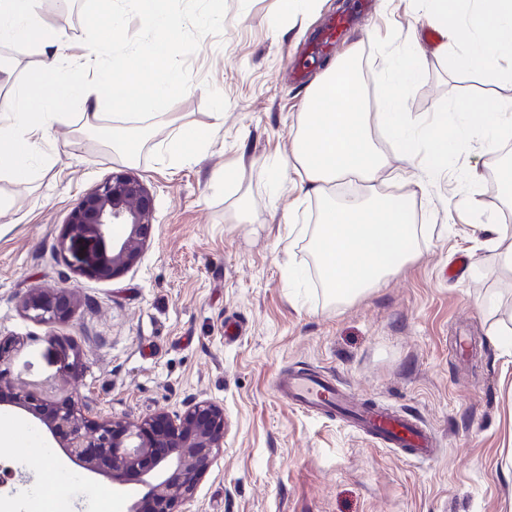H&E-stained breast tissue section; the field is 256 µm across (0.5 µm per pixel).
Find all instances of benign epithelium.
Masks as SVG:
<instances>
[{
	"instance_id": "1",
	"label": "benign epithelium",
	"mask_w": 512,
	"mask_h": 512,
	"mask_svg": "<svg viewBox=\"0 0 512 512\" xmlns=\"http://www.w3.org/2000/svg\"><path fill=\"white\" fill-rule=\"evenodd\" d=\"M154 200L126 171L87 193L70 212L61 245L72 266L99 280L115 279L135 266L153 236ZM123 233H114V227ZM31 320L54 328L73 312L66 289L20 296ZM13 404L45 425L64 455L85 470L125 484L131 474L146 487L128 512H180L224 447V407L194 401L175 414L158 412L137 422L101 416L72 396L54 398L35 389L0 382Z\"/></svg>"
}]
</instances>
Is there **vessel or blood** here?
I'll return each instance as SVG.
<instances>
[{"label":"vessel or blood","instance_id":"vessel-or-blood-1","mask_svg":"<svg viewBox=\"0 0 512 512\" xmlns=\"http://www.w3.org/2000/svg\"><path fill=\"white\" fill-rule=\"evenodd\" d=\"M276 389L304 411L350 418L357 432L382 447L404 451L418 460L432 452L434 436L418 420L379 405L355 403L329 377L298 369L277 377Z\"/></svg>","mask_w":512,"mask_h":512}]
</instances>
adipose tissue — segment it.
Wrapping results in <instances>:
<instances>
[{"label": "adipose tissue", "mask_w": 512, "mask_h": 512, "mask_svg": "<svg viewBox=\"0 0 512 512\" xmlns=\"http://www.w3.org/2000/svg\"><path fill=\"white\" fill-rule=\"evenodd\" d=\"M471 19L459 17L443 24L445 40L457 46L452 66L459 71H491L498 59L492 46L512 48V0H470ZM43 0H0V44L24 45L35 53H53L78 74L77 82L52 80L47 69L28 74L17 81L9 68L0 69V152H7L11 163L1 176L22 179L28 172L33 153L44 138L45 121L67 116L74 102L86 111L82 125L112 140L115 149L133 155L142 137L134 124L140 112L166 99L181 76L152 84L128 96L131 111L127 127L106 124L98 108L102 101L119 92L111 75L104 70L98 48L82 46L70 52L56 31L41 18ZM357 46L328 62L312 81L309 110L301 117L293 136L292 154L299 164L300 187L305 195L328 198L317 226L315 245L321 278L327 297L341 304L380 287L398 273L413 257L416 240L426 225L412 221L409 197L390 195L382 203L355 197L331 200L337 180L353 173L362 181H374L383 165L361 112V95L351 64ZM51 84V93L31 112V89Z\"/></svg>", "instance_id": "ef3b65f1"}]
</instances>
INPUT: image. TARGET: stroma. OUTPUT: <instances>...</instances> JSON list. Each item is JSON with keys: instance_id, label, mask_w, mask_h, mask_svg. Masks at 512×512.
<instances>
[{"instance_id": "stroma-1", "label": "stroma", "mask_w": 512, "mask_h": 512, "mask_svg": "<svg viewBox=\"0 0 512 512\" xmlns=\"http://www.w3.org/2000/svg\"><path fill=\"white\" fill-rule=\"evenodd\" d=\"M327 54L300 58L332 16L353 0H227L223 31L206 36L187 60L188 92L126 158L80 125L81 104L45 126L39 163L29 178L0 180L11 206L0 212V336L19 340L15 386L54 380L58 396L77 395L103 416L128 421L187 402L223 405L224 451L185 512H512V357L491 326L512 321V269L461 205L468 197L497 223L512 193L492 183L512 177V153L481 142L458 160L480 186L464 193L447 171L414 192L399 154L377 142L385 164L379 194H411L415 221L433 225L416 256L380 288L336 305L314 275L313 224L323 199L304 195L291 161L293 133L309 109L310 80L327 58L360 42L363 110L376 123L374 78L383 60L375 37L416 33L425 77L407 102L429 117L445 97L477 92L512 97V54L500 72H459L438 52L441 16L433 0H370ZM58 16L44 0L42 19L65 43L85 34L76 8ZM224 123L212 128V113ZM209 130L197 147L191 127ZM180 140L185 159L167 148ZM126 167L152 193L154 235L139 262L114 280L75 272L59 249L79 200ZM296 225L287 235V225ZM296 270L298 283L288 281ZM68 289L73 315L56 329L28 319L18 305L34 290ZM472 341L456 356V337ZM68 339L81 368L64 381L58 338ZM315 369L361 401L404 412L431 429L434 455L417 461L375 445L343 419L288 404L277 374ZM26 432H16V425ZM32 469L53 462L66 512H96L107 492L113 512H127L128 486L89 475L70 462L47 428L0 402V512H24L32 496L17 458Z\"/></svg>"}]
</instances>
